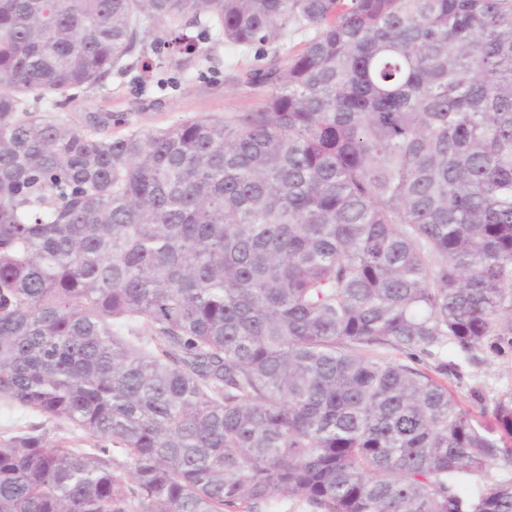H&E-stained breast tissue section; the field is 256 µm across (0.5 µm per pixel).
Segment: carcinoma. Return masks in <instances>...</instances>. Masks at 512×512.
Returning a JSON list of instances; mask_svg holds the SVG:
<instances>
[{
	"mask_svg": "<svg viewBox=\"0 0 512 512\" xmlns=\"http://www.w3.org/2000/svg\"><path fill=\"white\" fill-rule=\"evenodd\" d=\"M290 28L255 112L39 107ZM450 348L512 357V0H0V403L88 443L0 434V512H512Z\"/></svg>",
	"mask_w": 512,
	"mask_h": 512,
	"instance_id": "cac0c4a2",
	"label": "carcinoma"
}]
</instances>
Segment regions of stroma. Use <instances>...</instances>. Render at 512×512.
Here are the masks:
<instances>
[{
	"mask_svg": "<svg viewBox=\"0 0 512 512\" xmlns=\"http://www.w3.org/2000/svg\"><path fill=\"white\" fill-rule=\"evenodd\" d=\"M308 35L289 30L264 55L252 49L233 48L216 34L199 43L196 66L180 70L175 62L153 52L131 56L122 73L107 76L101 87L63 99L45 94L40 104L48 119L73 121L88 113L124 112L135 127L147 130L191 116L221 119L234 112L259 109L268 94L263 86L249 84L247 73L263 68L270 57L287 58L299 50ZM449 385L464 405H471V389H480L486 403L512 390V362L489 359L463 362L462 376Z\"/></svg>",
	"mask_w": 512,
	"mask_h": 512,
	"instance_id": "35a3bbf8",
	"label": "stroma"
}]
</instances>
